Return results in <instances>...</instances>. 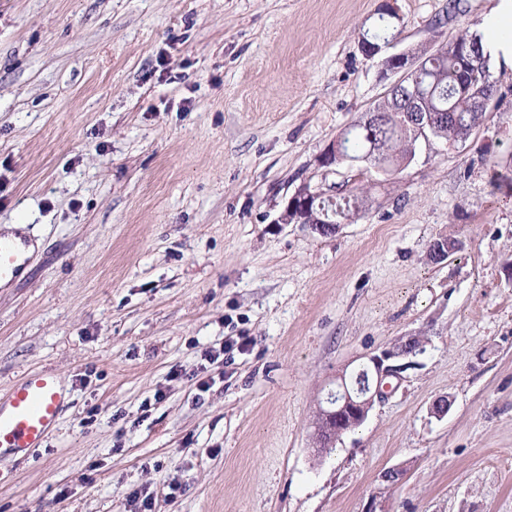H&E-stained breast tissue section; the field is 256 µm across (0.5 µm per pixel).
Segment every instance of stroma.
<instances>
[{
	"label": "stroma",
	"instance_id": "1",
	"mask_svg": "<svg viewBox=\"0 0 512 512\" xmlns=\"http://www.w3.org/2000/svg\"><path fill=\"white\" fill-rule=\"evenodd\" d=\"M387 1L397 53L499 2L0 0V228L35 246L0 287V391L49 369L68 395L0 459V512H140L143 488L152 512H512V58L465 143L326 171L395 79L360 45ZM304 181L372 206L279 223ZM441 235L463 248L435 264ZM414 332L427 354L317 458L336 375Z\"/></svg>",
	"mask_w": 512,
	"mask_h": 512
}]
</instances>
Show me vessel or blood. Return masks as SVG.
Returning <instances> with one entry per match:
<instances>
[{
    "label": "vessel or blood",
    "mask_w": 512,
    "mask_h": 512,
    "mask_svg": "<svg viewBox=\"0 0 512 512\" xmlns=\"http://www.w3.org/2000/svg\"><path fill=\"white\" fill-rule=\"evenodd\" d=\"M20 258L17 247L0 242V278L17 275ZM66 404L63 382L48 369L28 372L0 392V458H21L41 447Z\"/></svg>",
    "instance_id": "b4317fda"
}]
</instances>
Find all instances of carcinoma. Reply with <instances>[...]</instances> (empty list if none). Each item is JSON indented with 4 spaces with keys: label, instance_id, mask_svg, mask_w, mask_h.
Listing matches in <instances>:
<instances>
[{
    "label": "carcinoma",
    "instance_id": "carcinoma-1",
    "mask_svg": "<svg viewBox=\"0 0 512 512\" xmlns=\"http://www.w3.org/2000/svg\"><path fill=\"white\" fill-rule=\"evenodd\" d=\"M484 54L481 37L465 30L443 45L440 52L424 54L415 76L419 89L415 106L422 112L448 116V124L440 127L434 138L450 146L468 140L485 118L486 109L479 105V101L491 100L498 93L489 68L479 64V57ZM376 108L385 114L383 120L368 125L365 116H360L342 131V147L350 159L394 174L412 162L419 138L401 120L407 105L398 97L389 96ZM364 197V192L339 189L335 200L324 203V206L336 213V221L352 223L363 211L356 206V200Z\"/></svg>",
    "mask_w": 512,
    "mask_h": 512
}]
</instances>
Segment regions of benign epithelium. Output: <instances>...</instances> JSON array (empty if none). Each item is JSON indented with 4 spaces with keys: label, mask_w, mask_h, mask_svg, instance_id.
I'll return each mask as SVG.
<instances>
[{
    "label": "benign epithelium",
    "mask_w": 512,
    "mask_h": 512,
    "mask_svg": "<svg viewBox=\"0 0 512 512\" xmlns=\"http://www.w3.org/2000/svg\"><path fill=\"white\" fill-rule=\"evenodd\" d=\"M393 62L391 72L398 75L389 87L388 93L399 94L406 101H415V74L422 57L412 51L390 54L381 60V65ZM344 161L341 142L333 141L318 159V165L332 168ZM329 192L314 188L307 183L299 185L289 197L284 211L279 216L281 224H302L311 232L328 236L337 233L341 225L331 221H309L305 215L311 212L315 199L327 196ZM428 252L438 261L448 259L452 249L448 247V236L435 238ZM430 344L425 334L418 332L401 336L377 353L365 356L350 373H341L336 377V387L329 389L320 400L313 422L314 434L320 443V451L333 446L343 436L357 430L368 418L375 403L382 401L392 390L391 381L401 383L403 373L417 364V360L427 352ZM407 467L399 465L380 473V481L387 487L403 482Z\"/></svg>",
    "instance_id": "7a95c632"
}]
</instances>
